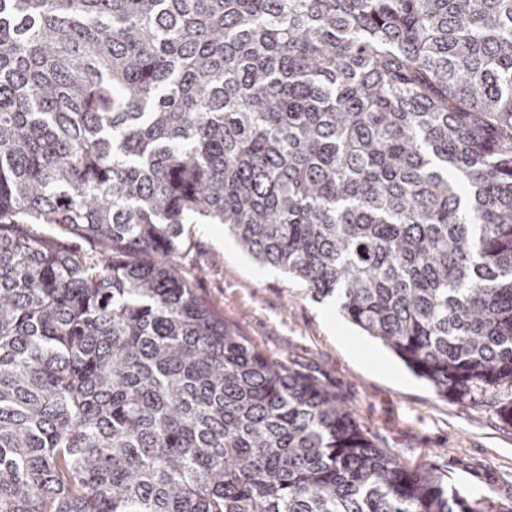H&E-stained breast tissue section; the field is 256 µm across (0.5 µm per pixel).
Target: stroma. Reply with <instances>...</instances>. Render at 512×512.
I'll list each match as a JSON object with an SVG mask.
<instances>
[{"label": "stroma", "mask_w": 512, "mask_h": 512, "mask_svg": "<svg viewBox=\"0 0 512 512\" xmlns=\"http://www.w3.org/2000/svg\"><path fill=\"white\" fill-rule=\"evenodd\" d=\"M197 294L254 348L335 392L375 445L450 487L512 501V427L483 406L438 396L378 340L245 254L220 224L190 225Z\"/></svg>", "instance_id": "1"}]
</instances>
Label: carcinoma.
<instances>
[{"label": "carcinoma", "instance_id": "1", "mask_svg": "<svg viewBox=\"0 0 512 512\" xmlns=\"http://www.w3.org/2000/svg\"><path fill=\"white\" fill-rule=\"evenodd\" d=\"M201 220L512 427V0H0V512H512L225 325Z\"/></svg>", "mask_w": 512, "mask_h": 512}]
</instances>
